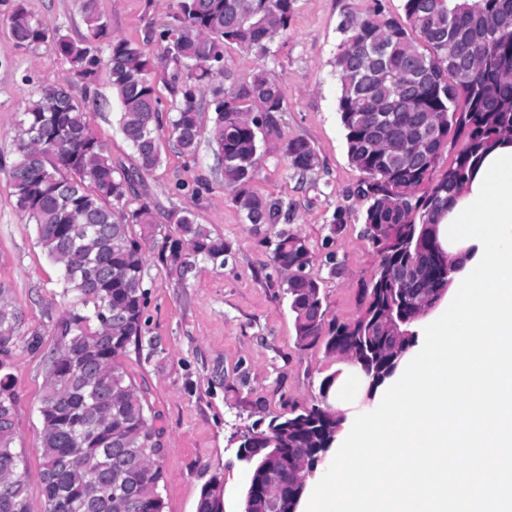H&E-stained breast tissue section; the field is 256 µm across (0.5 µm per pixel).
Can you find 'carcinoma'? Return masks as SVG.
<instances>
[{
  "label": "carcinoma",
  "mask_w": 512,
  "mask_h": 512,
  "mask_svg": "<svg viewBox=\"0 0 512 512\" xmlns=\"http://www.w3.org/2000/svg\"><path fill=\"white\" fill-rule=\"evenodd\" d=\"M293 9L294 0H178L177 24L159 33L166 42L164 69L179 95L165 122L152 78L159 63L132 41L112 38L105 66L120 106L119 130L134 151L131 169L113 165L91 133L89 95L79 100L64 86L49 84L24 109L9 169L11 195L36 226L42 252L60 269L64 292L80 299L55 326L40 403L44 512H163L161 429L122 361L130 345L143 344L147 299L145 255L129 226L151 237L158 218L148 202L132 211L122 202L161 163L162 131L182 155L195 156L202 137L198 98L206 93L214 112L211 142L233 204L247 224L279 226L271 262L294 313L298 344L320 343L331 355L341 341L378 387L402 356L373 345L372 321L381 314L394 318L405 335L403 353L417 341L411 301L392 286L388 273L415 254L435 252L447 260L435 216L484 155L512 139V0H402L399 17L386 14L375 0L364 13L343 15L339 30L345 39L332 61L337 113L348 159L362 175L357 194L365 203L363 236L379 257L376 273L362 288V308L349 322L325 321L320 283L310 275L313 251L304 237L288 231L292 216L283 200L253 188L259 143L279 133L283 88L262 68L240 87L213 83L214 73L224 68L225 45L268 55L271 43L288 30ZM84 22L92 37L108 36L109 22L96 0H85ZM9 27L18 48L52 34L20 2ZM56 46L85 78L95 75L99 61L86 42L59 35ZM379 112L384 119L377 118ZM419 116L427 122L426 145L415 156L406 130ZM454 147L448 169L437 173L443 153ZM284 157L302 174L317 165L313 148L302 139L288 141ZM166 220L177 230L161 247L170 276L187 281L199 258L224 267L229 245L197 223L191 210L172 208ZM6 293L0 287V473L14 476L0 485V512H32L24 461L12 448L18 405L13 358L21 316ZM305 307L320 311L318 322L302 321ZM97 363L104 370L91 381L83 369ZM328 405L322 399L293 408L241 441L240 447L254 449L239 457L251 469L246 512L266 510L260 490L271 456L303 448L308 470H316L342 425L328 414ZM197 512H224L215 485L202 489Z\"/></svg>",
  "instance_id": "carcinoma-1"
}]
</instances>
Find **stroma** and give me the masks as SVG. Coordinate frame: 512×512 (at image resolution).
I'll use <instances>...</instances> for the list:
<instances>
[{"mask_svg":"<svg viewBox=\"0 0 512 512\" xmlns=\"http://www.w3.org/2000/svg\"><path fill=\"white\" fill-rule=\"evenodd\" d=\"M19 2L58 34L77 41L88 31L84 0H0V285L8 288L22 316L13 360L19 395L14 446L25 462L33 512H43L40 400L54 326L75 297L64 294L58 269L36 244L34 225L16 210L8 172L26 101L47 84L65 85L77 97L89 84L61 57L54 40L14 47L8 18ZM177 3L97 0V7L112 35L135 41L157 60L165 51L158 34L173 24ZM371 5L372 0H295L290 27L275 39L268 57L235 45L224 48L225 74L237 83H247L262 68L285 90L280 133L261 141L253 187L291 206L292 232L304 236L316 255L312 272L320 281L326 316L341 321L358 315L360 289L375 274L379 258L362 236L364 203L355 194L361 175L348 160L331 62L343 40L338 30L343 13ZM225 74L216 75L215 83H223ZM91 85L105 101L91 115L92 129L113 164L131 166L134 153L118 130L105 69H98ZM292 139L314 149L318 164L312 171L300 174L289 167L283 147ZM161 150V164L144 175L128 197V208L147 201L161 212L190 209L197 223L230 244L232 256L220 269L198 261L194 275L181 283L158 258L174 225L160 224L152 238L143 239L144 329L160 346L152 356L128 348L123 361L163 430L164 512H196L202 487L214 478L223 488L224 512H243L251 478L237 458L243 435L264 430L290 407L317 404L320 382L335 371L337 361L325 355L323 346L297 344L294 315L278 278L270 274V250L262 242L273 228L244 223L224 186L209 135H202L192 158L180 154L166 136ZM339 207L346 211V222L334 232L331 216ZM330 253L342 265L335 277L324 264ZM35 337L40 344L34 348Z\"/></svg>","mask_w":512,"mask_h":512,"instance_id":"obj_1","label":"stroma"}]
</instances>
